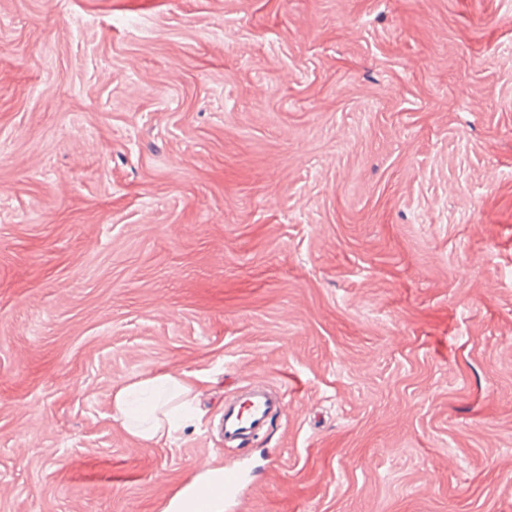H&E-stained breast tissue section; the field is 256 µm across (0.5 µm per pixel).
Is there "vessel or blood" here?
<instances>
[{"instance_id":"vessel-or-blood-1","label":"vessel or blood","mask_w":512,"mask_h":512,"mask_svg":"<svg viewBox=\"0 0 512 512\" xmlns=\"http://www.w3.org/2000/svg\"><path fill=\"white\" fill-rule=\"evenodd\" d=\"M286 405L285 390L267 386L249 388L238 402L224 407L221 429L225 441L243 442L264 432L283 414ZM243 483L244 472L240 466H225L223 472L209 482L194 488V512H213L216 502H232Z\"/></svg>"}]
</instances>
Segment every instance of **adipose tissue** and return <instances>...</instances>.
I'll list each match as a JSON object with an SVG mask.
<instances>
[{
	"mask_svg": "<svg viewBox=\"0 0 512 512\" xmlns=\"http://www.w3.org/2000/svg\"><path fill=\"white\" fill-rule=\"evenodd\" d=\"M197 398L186 375L148 371L113 390V416L131 436L158 445L194 418Z\"/></svg>",
	"mask_w": 512,
	"mask_h": 512,
	"instance_id": "obj_1",
	"label": "adipose tissue"
}]
</instances>
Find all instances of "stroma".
<instances>
[{
	"mask_svg": "<svg viewBox=\"0 0 512 512\" xmlns=\"http://www.w3.org/2000/svg\"><path fill=\"white\" fill-rule=\"evenodd\" d=\"M146 371L200 392L163 445ZM229 464L230 512H512V0H0V512ZM197 398L186 375L148 371L112 391L113 417L131 436L158 445L195 417ZM286 392V387L256 386L246 390L238 402L224 405V442H244L267 430L283 414Z\"/></svg>",
	"mask_w": 512,
	"mask_h": 512,
	"instance_id": "obj_1",
	"label": "stroma"
}]
</instances>
